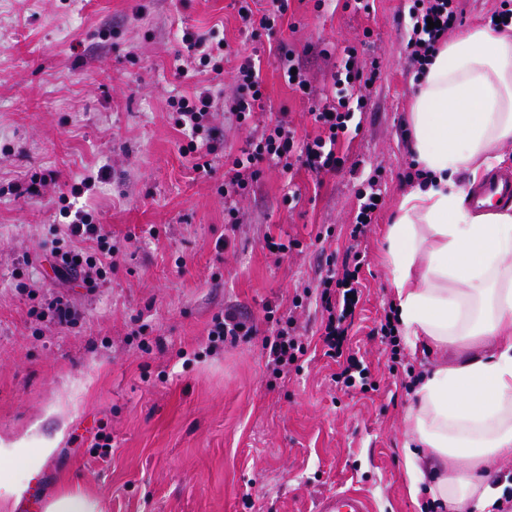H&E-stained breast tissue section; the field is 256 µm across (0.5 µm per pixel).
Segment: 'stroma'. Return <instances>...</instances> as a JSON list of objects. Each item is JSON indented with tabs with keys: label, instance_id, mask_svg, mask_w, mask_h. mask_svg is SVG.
<instances>
[{
	"label": "stroma",
	"instance_id": "1",
	"mask_svg": "<svg viewBox=\"0 0 512 512\" xmlns=\"http://www.w3.org/2000/svg\"><path fill=\"white\" fill-rule=\"evenodd\" d=\"M412 0H375L364 16L327 0H294L285 20L244 30L234 0H0V443L50 454L0 512H31L79 490L100 512H314L323 493L364 491L371 512H423L406 492L405 416L414 400L403 370L434 358L402 347V364L374 331L393 301L383 230L407 187L406 112L417 85L404 50ZM227 41L222 75L198 72L184 32ZM284 43L311 80L288 88L271 45ZM378 56L380 76L362 116L337 144L346 169L316 178L266 164L226 226L224 152L247 130L224 94L237 56L259 55L264 110L298 137L315 135L313 98L330 82L331 51ZM210 88L216 144L209 170L182 153L191 133L174 129L170 102ZM382 168L385 205L367 239L361 297L345 348L377 390L337 387L321 317L307 308L308 352L274 378L262 347L267 311L287 313L298 285L318 281L323 257L344 253L358 191ZM87 213L118 248V267L88 290L60 281L51 249L66 207ZM300 241L275 261L267 238ZM66 296L71 327L30 311ZM234 311L256 336L207 346L213 317ZM109 437V449L89 444Z\"/></svg>",
	"mask_w": 512,
	"mask_h": 512
}]
</instances>
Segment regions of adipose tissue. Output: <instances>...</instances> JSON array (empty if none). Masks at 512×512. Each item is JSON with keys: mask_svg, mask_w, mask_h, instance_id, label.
<instances>
[{"mask_svg": "<svg viewBox=\"0 0 512 512\" xmlns=\"http://www.w3.org/2000/svg\"><path fill=\"white\" fill-rule=\"evenodd\" d=\"M407 123L427 181L402 196L386 260L409 348L442 357L406 416L407 491L451 512H493L505 487L484 467L512 458V212H477L466 197L512 141V29L479 24L443 42ZM48 454L0 444V497Z\"/></svg>", "mask_w": 512, "mask_h": 512, "instance_id": "ef3b65f1", "label": "adipose tissue"}]
</instances>
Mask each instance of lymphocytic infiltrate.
<instances>
[{
  "mask_svg": "<svg viewBox=\"0 0 512 512\" xmlns=\"http://www.w3.org/2000/svg\"><path fill=\"white\" fill-rule=\"evenodd\" d=\"M460 0H413L409 9V30L405 52L416 73H424L440 44L449 31L461 26L463 12ZM378 78L377 66L367 65L357 49L344 47L343 57L331 73V91L315 100L311 111L320 127L318 135L297 140L296 132L288 121L280 119L266 125L261 132L250 129L256 106L265 98V83L259 63L253 57H245L236 67L233 77L231 113L239 127L248 129L250 135L245 148L236 154H225L228 169L224 174L222 191L228 202L224 210L225 223L236 225L241 218L234 207L236 198L246 196L260 175V165L266 161L290 168L298 160L316 174L342 168L343 158L337 155L335 146L349 130L355 113L364 112L370 98V90ZM213 96L204 89L192 99L182 97L176 102L172 115L175 127L190 128L192 132L206 130L211 116ZM383 195L380 178L368 180L358 194L359 203L348 226L350 245L343 258L328 254L325 273L321 275L317 294L321 308V326L327 357L339 361L340 370L334 380L341 387L368 390L369 385L353 356L345 355L347 320L351 318L360 300V271L366 262L362 242L378 218ZM72 237L96 241V249L79 251L69 244L57 246L53 252L54 269L63 279H79L82 286L95 288L116 267L114 247L99 240L95 225L87 217H80L68 226ZM264 348L268 354L267 367L275 378L290 373L293 365L307 351L301 341L293 317L277 319L272 337L266 338Z\"/></svg>",
  "mask_w": 512,
  "mask_h": 512,
  "instance_id": "1",
  "label": "lymphocytic infiltrate"
}]
</instances>
